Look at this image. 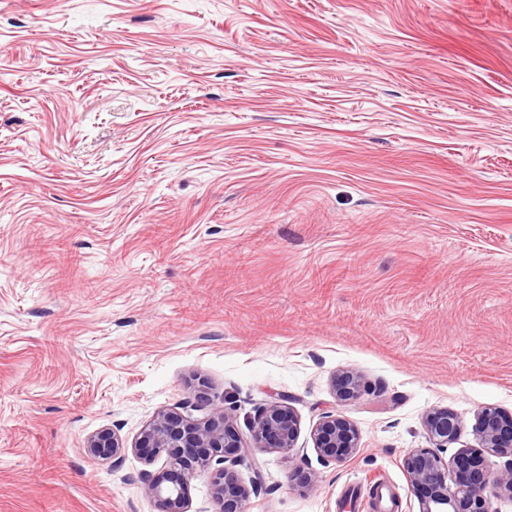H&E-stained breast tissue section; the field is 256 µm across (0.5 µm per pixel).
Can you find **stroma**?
I'll list each match as a JSON object with an SVG mask.
<instances>
[{
	"label": "stroma",
	"instance_id": "1",
	"mask_svg": "<svg viewBox=\"0 0 512 512\" xmlns=\"http://www.w3.org/2000/svg\"><path fill=\"white\" fill-rule=\"evenodd\" d=\"M202 382L298 417L249 512H419L425 414L512 416V0H0V512H156L84 441ZM365 386L361 376L354 370L340 372L335 380V394L340 402H347L361 396ZM315 448L324 461L342 463L358 448L354 425L340 414L326 415L314 431Z\"/></svg>",
	"mask_w": 512,
	"mask_h": 512
}]
</instances>
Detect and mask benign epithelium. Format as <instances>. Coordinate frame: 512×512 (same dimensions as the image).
Wrapping results in <instances>:
<instances>
[{"label": "benign epithelium", "mask_w": 512, "mask_h": 512, "mask_svg": "<svg viewBox=\"0 0 512 512\" xmlns=\"http://www.w3.org/2000/svg\"><path fill=\"white\" fill-rule=\"evenodd\" d=\"M365 386L353 370L340 372L335 394L340 402L361 396ZM185 413L162 410L128 444L115 431L104 428L86 438L87 455L98 460L119 462L127 452L151 465L165 458L157 471L142 475L144 494L158 512H189L190 480L197 474L209 476L217 512H248L250 490L239 480L234 466L254 460L253 450L269 448L292 450L298 437V419L288 404V396L271 398L258 409L251 427L250 444L242 441L232 424V408L224 398L204 384L183 405ZM201 412L195 418L192 412ZM427 434L438 448L454 442L460 430L456 415L446 408L430 410L424 419ZM476 431L482 447L512 457V418L497 409L485 407L476 413ZM315 448L324 461L342 463L358 448L354 425L340 414L326 415L314 431ZM455 471L456 489L448 493V468ZM404 469L420 494L421 512H497L493 499L512 498V466L498 473L484 465L483 451L464 449L445 462L428 449H417L404 459Z\"/></svg>", "instance_id": "7a95c632"}]
</instances>
